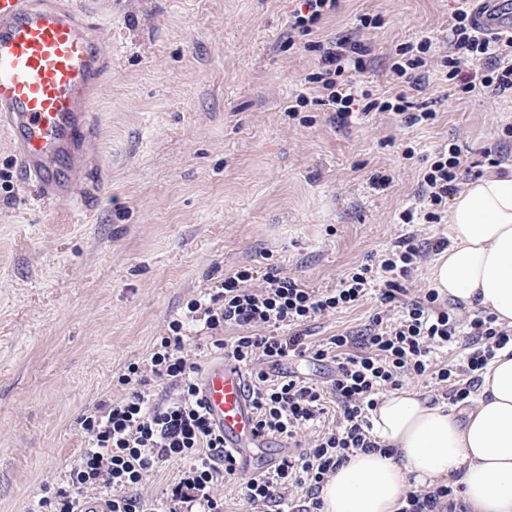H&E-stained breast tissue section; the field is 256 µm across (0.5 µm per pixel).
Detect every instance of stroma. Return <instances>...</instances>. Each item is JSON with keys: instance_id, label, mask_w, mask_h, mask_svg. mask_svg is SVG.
Instances as JSON below:
<instances>
[{"instance_id": "35a3bbf8", "label": "stroma", "mask_w": 512, "mask_h": 512, "mask_svg": "<svg viewBox=\"0 0 512 512\" xmlns=\"http://www.w3.org/2000/svg\"><path fill=\"white\" fill-rule=\"evenodd\" d=\"M293 0H118L101 93L104 191L44 207L0 133V512H35L42 484L63 483L84 446L76 422L121 390L187 301L225 272L278 268L304 287H336L397 238L436 244L449 224H405L427 159L461 151L462 177L512 169V94H465L428 65L420 86L392 70L401 45L447 47L453 0H340L312 37L370 48L356 81L384 98L406 92L436 118L393 112L335 121L306 77L319 54L289 39ZM379 16L365 29L360 16ZM310 105L292 111L298 95ZM390 182L374 188V176ZM377 292L308 325V343L354 332Z\"/></svg>"}]
</instances>
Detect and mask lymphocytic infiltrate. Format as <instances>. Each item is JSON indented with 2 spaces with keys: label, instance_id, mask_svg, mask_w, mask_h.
Masks as SVG:
<instances>
[{
  "label": "lymphocytic infiltrate",
  "instance_id": "1",
  "mask_svg": "<svg viewBox=\"0 0 512 512\" xmlns=\"http://www.w3.org/2000/svg\"><path fill=\"white\" fill-rule=\"evenodd\" d=\"M457 2L448 49L439 59L447 79L459 81L465 93L479 87L500 94L512 91V32L489 36L477 26L471 0ZM314 48L319 64L307 81L317 85L321 104L341 121L350 122L357 104L367 112L406 115L412 124L435 118L434 110L415 106L406 93L378 101L370 90L356 86L349 72L367 53L362 43L341 37L316 42ZM460 168L458 147L438 149L423 174L422 203L403 211V223H440L442 207L457 190ZM422 256L415 235H401L382 255L378 270L361 267L342 278L339 287L322 291L303 287L276 269L267 271L258 285L246 267L225 275L214 292L189 300L183 315L168 322L147 361L126 366L117 379L123 391L120 399L95 404L80 415L85 446L70 463L64 486L40 497L39 508L75 512L80 499L105 494L109 512H146L140 493L144 480L159 463L180 460L184 466L159 512H224L220 489L237 469L197 396L199 367L185 350L188 334L195 333L205 335L210 347L251 367L257 425L268 434L295 437L325 414L327 398H334L339 412L334 428L318 435L298 457L283 459L272 473L251 478L243 488L250 512L284 505L296 488L306 494L297 512H319L322 483L350 454L379 450L369 415L383 393L425 377L441 387L450 403L463 402L474 396L480 372L497 350L512 343V328L497 325L494 315L481 310L468 323H460L431 288L402 302L401 313L392 321L378 313L362 334H337L319 347L309 345L306 324L354 306L373 288H380L382 304L398 301L404 280ZM228 327L237 328L238 336L225 338ZM459 341L466 349L463 361L438 363L435 352ZM305 358L333 364L328 385L295 375L273 379L260 367L264 361L276 365ZM457 495V488L449 485L410 490L399 512H455Z\"/></svg>",
  "mask_w": 512,
  "mask_h": 512
}]
</instances>
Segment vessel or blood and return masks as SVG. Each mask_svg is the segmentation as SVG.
I'll return each mask as SVG.
<instances>
[{
    "instance_id": "1",
    "label": "vessel or blood",
    "mask_w": 512,
    "mask_h": 512,
    "mask_svg": "<svg viewBox=\"0 0 512 512\" xmlns=\"http://www.w3.org/2000/svg\"><path fill=\"white\" fill-rule=\"evenodd\" d=\"M83 0H0V131L14 145L17 163L44 203L84 201L102 181L98 94L112 72V54ZM480 29L512 28V0H478ZM198 399L245 475L273 468L271 439L255 422L248 369L220 354L201 367Z\"/></svg>"
}]
</instances>
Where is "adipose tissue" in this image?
Masks as SVG:
<instances>
[{
	"label": "adipose tissue",
	"instance_id": "adipose-tissue-1",
	"mask_svg": "<svg viewBox=\"0 0 512 512\" xmlns=\"http://www.w3.org/2000/svg\"><path fill=\"white\" fill-rule=\"evenodd\" d=\"M451 243L432 273L440 296L512 327V174L467 181L449 208ZM391 455L357 452L321 487V512H398L408 488L450 479L466 512H512V346L481 372L467 405L402 388L370 413Z\"/></svg>",
	"mask_w": 512,
	"mask_h": 512
}]
</instances>
